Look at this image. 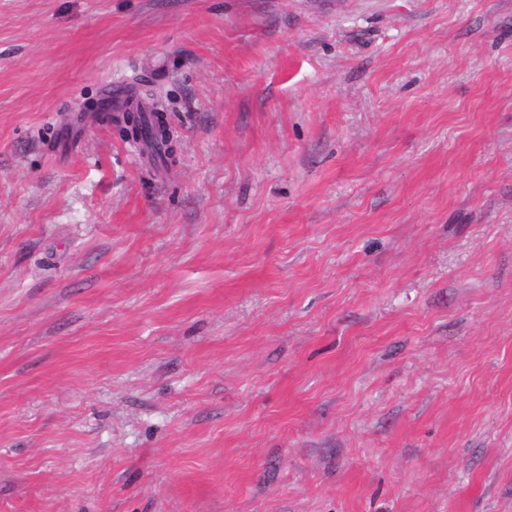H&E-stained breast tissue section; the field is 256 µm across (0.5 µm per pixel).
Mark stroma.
Segmentation results:
<instances>
[{
  "label": "stroma",
  "mask_w": 512,
  "mask_h": 512,
  "mask_svg": "<svg viewBox=\"0 0 512 512\" xmlns=\"http://www.w3.org/2000/svg\"><path fill=\"white\" fill-rule=\"evenodd\" d=\"M0 512H512V0H0ZM139 126V137L150 144L153 165L167 166L175 162L176 145L171 136L169 125L165 122V130L157 129V122L160 121L158 113L150 108H145L137 113Z\"/></svg>",
  "instance_id": "35a3bbf8"
}]
</instances>
